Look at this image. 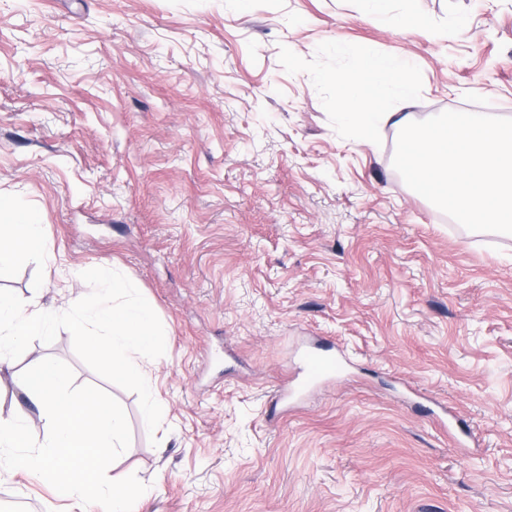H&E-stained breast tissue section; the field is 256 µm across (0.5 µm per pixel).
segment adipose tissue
I'll list each match as a JSON object with an SVG mask.
<instances>
[{"instance_id": "adipose-tissue-1", "label": "adipose tissue", "mask_w": 512, "mask_h": 512, "mask_svg": "<svg viewBox=\"0 0 512 512\" xmlns=\"http://www.w3.org/2000/svg\"><path fill=\"white\" fill-rule=\"evenodd\" d=\"M359 68V84L335 82L343 119L361 130L387 120L382 106L388 100L419 93L407 65L398 59L370 52L361 57ZM46 254L40 214L0 195V268ZM18 387L26 405L10 419H0V454L6 463L56 484L67 497L93 502L99 512H134L136 490L105 482L107 463L122 446L123 412L93 391L69 390L62 370L47 356L20 376ZM36 423L44 433L38 444L30 438Z\"/></svg>"}]
</instances>
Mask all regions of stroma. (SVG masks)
I'll use <instances>...</instances> for the list:
<instances>
[{
    "label": "stroma",
    "mask_w": 512,
    "mask_h": 512,
    "mask_svg": "<svg viewBox=\"0 0 512 512\" xmlns=\"http://www.w3.org/2000/svg\"><path fill=\"white\" fill-rule=\"evenodd\" d=\"M414 5L382 24L365 0H0V193L49 249L0 288L62 310L81 272L119 271L166 346L155 432L65 330L0 367V417L44 354L123 409L108 476L152 481L138 512H512V237L443 218L393 167L399 126L358 134L321 76L356 82L376 51L411 64L410 120L512 118V0ZM316 342L344 373L273 404ZM91 508L0 469V512Z\"/></svg>",
    "instance_id": "35a3bbf8"
}]
</instances>
